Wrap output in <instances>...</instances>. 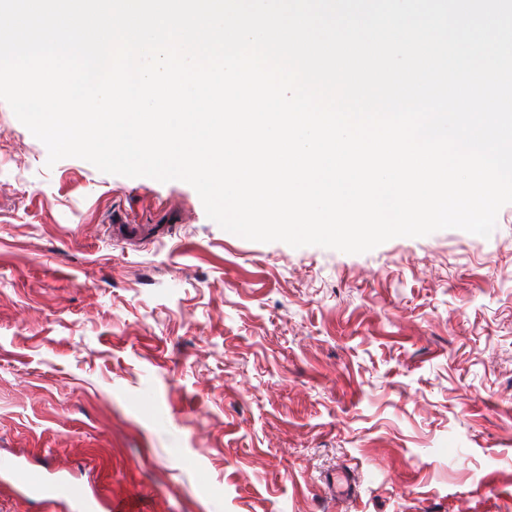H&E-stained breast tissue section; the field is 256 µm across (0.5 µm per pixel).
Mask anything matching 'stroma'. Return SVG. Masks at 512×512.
Instances as JSON below:
<instances>
[{"label":"stroma","mask_w":512,"mask_h":512,"mask_svg":"<svg viewBox=\"0 0 512 512\" xmlns=\"http://www.w3.org/2000/svg\"><path fill=\"white\" fill-rule=\"evenodd\" d=\"M47 158L0 101V457L99 512H512V204L349 254Z\"/></svg>","instance_id":"stroma-1"}]
</instances>
